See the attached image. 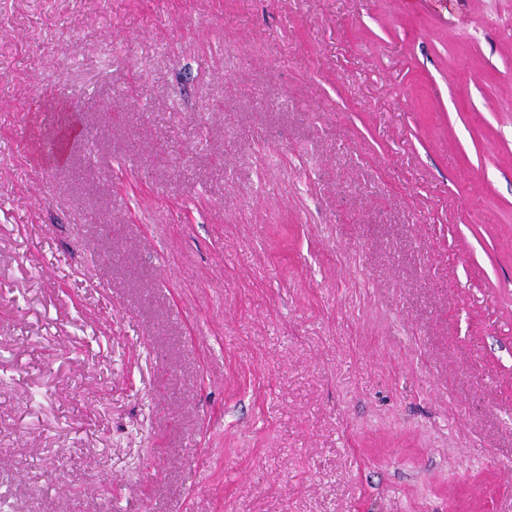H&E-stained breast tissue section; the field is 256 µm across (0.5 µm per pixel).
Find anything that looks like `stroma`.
<instances>
[{
  "label": "stroma",
  "mask_w": 512,
  "mask_h": 512,
  "mask_svg": "<svg viewBox=\"0 0 512 512\" xmlns=\"http://www.w3.org/2000/svg\"><path fill=\"white\" fill-rule=\"evenodd\" d=\"M511 470L512 0H0L10 512H512ZM70 124L69 116L62 114L58 116L56 127L49 133H39L36 138L37 149L45 151L47 156L55 154L62 146V135H64Z\"/></svg>",
  "instance_id": "35a3bbf8"
}]
</instances>
